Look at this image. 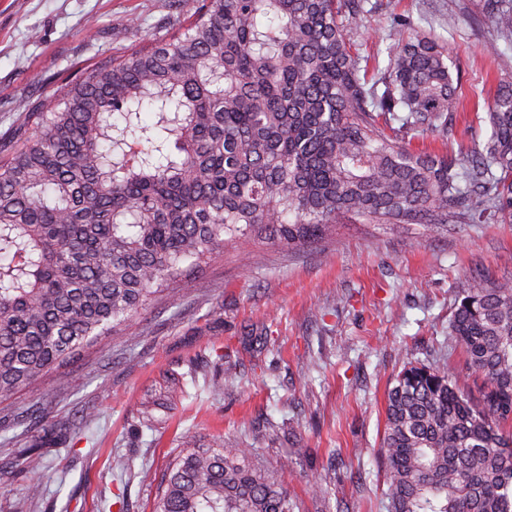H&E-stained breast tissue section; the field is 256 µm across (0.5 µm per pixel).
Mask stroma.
Instances as JSON below:
<instances>
[{
  "mask_svg": "<svg viewBox=\"0 0 512 512\" xmlns=\"http://www.w3.org/2000/svg\"><path fill=\"white\" fill-rule=\"evenodd\" d=\"M201 0H0V144L22 109L144 40L170 36ZM350 36L386 63L388 31L409 20L448 52L457 112L417 151L458 162L483 151L488 105L512 81V37L480 0H363ZM512 281V224L494 215L432 233L350 221L311 246L230 245L177 288L67 366L0 404V512H151L174 453L217 436L254 448L283 475L296 512H387L379 457L386 393L404 361L447 362L468 382L448 320L463 279ZM231 372L212 388L219 361ZM40 456L27 471L19 450ZM133 472L112 469L114 455ZM43 496L29 503L28 487ZM327 487L326 498L310 487Z\"/></svg>",
  "mask_w": 512,
  "mask_h": 512,
  "instance_id": "stroma-1",
  "label": "stroma"
}]
</instances>
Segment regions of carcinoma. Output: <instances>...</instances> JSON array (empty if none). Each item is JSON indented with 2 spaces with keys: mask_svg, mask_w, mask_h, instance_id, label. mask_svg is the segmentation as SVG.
<instances>
[{
  "mask_svg": "<svg viewBox=\"0 0 512 512\" xmlns=\"http://www.w3.org/2000/svg\"><path fill=\"white\" fill-rule=\"evenodd\" d=\"M512 34V0H482ZM360 0H205L176 34L111 56L26 111L0 156V402L187 288L225 243L291 249L347 218L440 230L512 221V82L465 164L386 133H445L456 111L443 46L399 24L368 73L342 17ZM383 92H377L378 85ZM154 114L142 123L140 109ZM448 364L408 361L379 449L388 512H512V281L466 280ZM255 449L218 440L171 458L152 512H295Z\"/></svg>",
  "mask_w": 512,
  "mask_h": 512,
  "instance_id": "cac0c4a2",
  "label": "carcinoma"
}]
</instances>
